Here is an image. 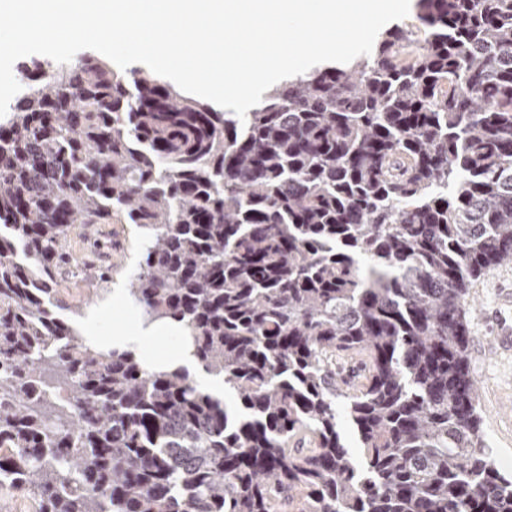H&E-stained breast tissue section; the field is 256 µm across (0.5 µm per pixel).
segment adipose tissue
<instances>
[{
  "instance_id": "1",
  "label": "adipose tissue",
  "mask_w": 512,
  "mask_h": 512,
  "mask_svg": "<svg viewBox=\"0 0 512 512\" xmlns=\"http://www.w3.org/2000/svg\"><path fill=\"white\" fill-rule=\"evenodd\" d=\"M110 303L123 307L124 320L113 323L110 333H103L99 318L95 312H87L78 318L74 327L85 344L99 350L115 349L132 353L142 365L151 371L187 369L199 387L206 389L215 397H223L224 382L202 371L194 350L186 341L184 328L171 320L148 323L143 320L138 309L127 292L113 289L109 295ZM166 339L164 350H155L159 339Z\"/></svg>"
}]
</instances>
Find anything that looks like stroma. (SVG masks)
Instances as JSON below:
<instances>
[{"mask_svg": "<svg viewBox=\"0 0 512 512\" xmlns=\"http://www.w3.org/2000/svg\"><path fill=\"white\" fill-rule=\"evenodd\" d=\"M68 250L72 266L58 290L65 301L88 309L98 307L100 299L90 294L84 269L92 264L111 266L113 285L121 288L137 264L132 236L124 224H97L89 230L76 225ZM507 292H512V263L489 269L471 286L468 357L471 374L478 382L482 438L499 471L512 477V349H502L497 336L500 323L512 325V308L501 305Z\"/></svg>", "mask_w": 512, "mask_h": 512, "instance_id": "1", "label": "stroma"}]
</instances>
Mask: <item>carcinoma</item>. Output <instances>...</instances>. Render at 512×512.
<instances>
[{"label": "carcinoma", "mask_w": 512, "mask_h": 512, "mask_svg": "<svg viewBox=\"0 0 512 512\" xmlns=\"http://www.w3.org/2000/svg\"><path fill=\"white\" fill-rule=\"evenodd\" d=\"M274 84L240 120L86 52L0 118V489L36 512H512L480 435L469 286L512 263V0ZM132 224L187 372L61 315L75 224ZM357 437L354 458L338 426Z\"/></svg>", "instance_id": "obj_1"}]
</instances>
